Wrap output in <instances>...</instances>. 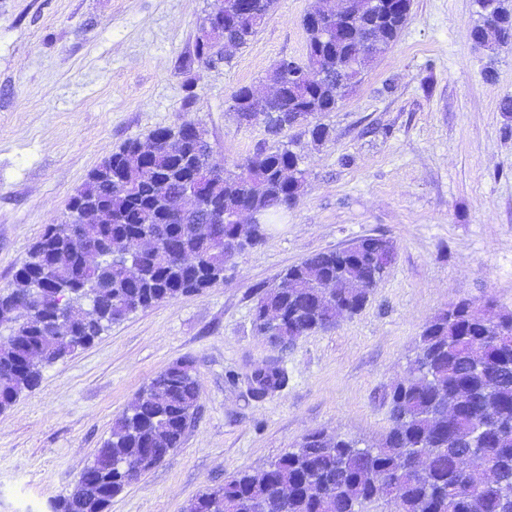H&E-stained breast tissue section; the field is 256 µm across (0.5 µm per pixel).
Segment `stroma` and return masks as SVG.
Here are the masks:
<instances>
[{
    "label": "stroma",
    "instance_id": "35a3bbf8",
    "mask_svg": "<svg viewBox=\"0 0 512 512\" xmlns=\"http://www.w3.org/2000/svg\"><path fill=\"white\" fill-rule=\"evenodd\" d=\"M215 0H0V285L45 225L64 220L91 170L124 142L195 121L212 161L295 142L308 178L296 205L223 281L128 314L43 371L0 413V512H50L138 391L191 361L197 413L180 448L114 496L109 512H183L314 431L363 442L389 427L424 324L460 301L512 310V51L470 39L475 0H413L390 52L324 121L270 136L238 124L231 96L265 89L281 58L306 56L313 0H277L250 43L211 70L193 63ZM191 110H184L187 96ZM395 246L358 314L288 350L256 333V288L309 255L365 237ZM285 384L254 396L257 372Z\"/></svg>",
    "mask_w": 512,
    "mask_h": 512
}]
</instances>
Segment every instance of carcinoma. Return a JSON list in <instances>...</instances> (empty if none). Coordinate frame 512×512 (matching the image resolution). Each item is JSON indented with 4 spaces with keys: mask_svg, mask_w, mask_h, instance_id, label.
<instances>
[{
    "mask_svg": "<svg viewBox=\"0 0 512 512\" xmlns=\"http://www.w3.org/2000/svg\"><path fill=\"white\" fill-rule=\"evenodd\" d=\"M218 0L219 26L196 41L195 61L204 69L227 61L232 48L246 46L266 23L275 0ZM412 0H356L347 21L303 18L307 60H280L269 80L278 100L252 115L250 87L232 101L239 121L262 122L272 133L293 126L305 113L312 142L332 130L323 116L336 111L374 60L396 41ZM475 28L484 46L500 48V33L512 30V5L484 0ZM185 143H167L171 128L154 129L146 141L126 142L88 174L68 208L99 201L112 223L46 225L39 239L0 288V322H12L0 336V412L35 390L43 370L84 348L112 323L181 295L224 280L234 260L226 248L244 211L267 217L294 206L306 182L302 156L281 144L260 148L224 169L210 164L212 146L192 120L181 122ZM111 167L112 180L101 172ZM199 204L186 208L180 192L199 170ZM394 251L382 237L355 240L349 248L317 252L290 266L279 282L264 286L254 306L261 318L283 316L275 347L285 351L296 337L337 324L342 309L360 312L386 269L374 255ZM338 281L336 297L321 285ZM37 295L38 304L28 300ZM286 382L281 371L256 376L258 394ZM199 386L192 364L178 361L158 373L112 424L86 480L53 505V512H108L112 498L153 468L156 455L180 447L186 423L197 409ZM389 428L375 443L315 431L268 466L245 470L205 490L186 512H367L369 504L392 502L397 512H512V311L491 319L470 304L428 321L419 338L411 377L391 393ZM418 455L423 472L413 471ZM482 456L493 473L477 487L458 467L462 457ZM142 461L138 471L125 468Z\"/></svg>",
    "mask_w": 512,
    "mask_h": 512,
    "instance_id": "cac0c4a2",
    "label": "carcinoma"
}]
</instances>
